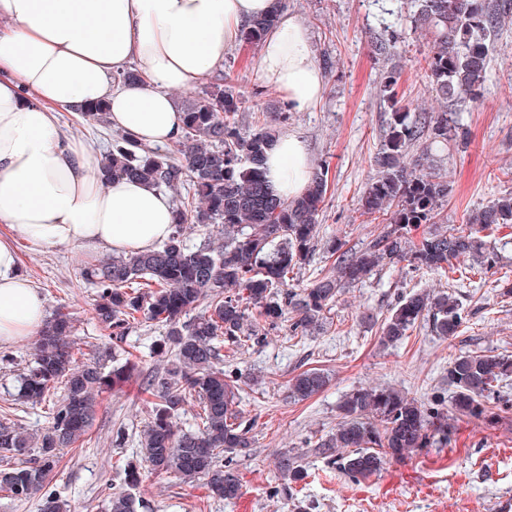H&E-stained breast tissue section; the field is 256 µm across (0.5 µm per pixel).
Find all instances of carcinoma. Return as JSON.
<instances>
[{"instance_id":"1","label":"carcinoma","mask_w":512,"mask_h":512,"mask_svg":"<svg viewBox=\"0 0 512 512\" xmlns=\"http://www.w3.org/2000/svg\"><path fill=\"white\" fill-rule=\"evenodd\" d=\"M414 22L431 31L434 42L427 64L436 96L450 105L474 102L488 68L486 39L501 22V9L490 0H415ZM284 0L250 21L241 41L257 46L277 22ZM399 74L384 81L394 112L385 144L374 156V182L361 199L363 213L382 214L386 226L360 253L332 247L336 274L323 275L297 293L289 289L306 264L319 233L328 179L312 173L305 192L288 201L266 178L264 157L275 134L266 124L245 132L236 115L245 101L217 84L183 110L182 134L171 148L149 147L123 134L107 150L106 174L143 181L159 190L185 182L190 188L176 204L177 223L162 243L143 252L112 256L81 269L82 279L97 290L94 307L99 325L123 341L140 317L164 329L157 352L166 366L151 376L150 419L139 435V456L123 470L122 486L109 493L108 512H138L145 502L134 494L144 473L174 474L197 481L212 497L232 501L241 493L237 459L251 456L252 428L238 410V376L224 371V343L243 349L291 314V332L303 334L326 319L341 289L363 282L378 268L402 261L418 269H454L468 258L489 261L483 241L471 233L438 227L420 238L411 231L441 221L438 203L450 184L407 149L424 135L438 142L452 139L448 113L421 112L415 118L398 107ZM182 155L179 160L176 155ZM469 224L491 230L512 224V194L471 213ZM187 224L214 226L219 236L196 247L184 238ZM206 311L189 319L201 303ZM432 321L443 339L458 336L463 321L459 303L443 291H416L398 297L381 326L380 340L394 345L421 320ZM75 319L60 306L44 321L30 359L19 376L17 400L51 404L48 425L27 433L14 420L0 418V493L12 499H40V512H70L68 501L52 487L61 453L88 435L103 394L116 381L139 374L137 362L107 368L105 352L77 358ZM512 377V355L462 353L448 363L453 388L452 413L441 404H425L391 387H357L339 405V421L318 439L315 451L343 475L364 480L391 462H404L424 448H444L456 417L494 420L507 404L503 382ZM328 376L307 369L287 384L288 397L303 401L321 391ZM64 394L55 398L58 386ZM189 413L191 429H177ZM279 483L272 494H293L306 478L303 456L282 454L275 463Z\"/></svg>"}]
</instances>
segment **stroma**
<instances>
[{"label": "stroma", "mask_w": 512, "mask_h": 512, "mask_svg": "<svg viewBox=\"0 0 512 512\" xmlns=\"http://www.w3.org/2000/svg\"><path fill=\"white\" fill-rule=\"evenodd\" d=\"M287 9L306 26L326 75L317 105L288 110L255 75L257 48L231 50L224 71L245 101L238 114L244 129H254L261 116L287 112L281 134L302 138L313 168L328 171L315 252L294 280V290L331 272L334 241L357 252L383 227L381 220L362 213L359 201L376 176L372 160L389 131L392 107L382 86L391 69L400 72L397 93L405 111L447 112L449 121L466 133L448 144L426 137L409 149L424 155L451 185L440 206L445 228L468 231L469 213L512 191V18L492 34L478 102L449 107L436 99L427 76L425 59L433 37L412 24L411 0H287ZM388 28L396 30L398 42L392 54H377L375 42ZM481 238L496 262L470 278L452 281L447 272L402 262L345 289L325 323L305 335L293 336L285 320L247 350L225 346L224 368L241 377L239 409L255 440L253 455L237 462L242 494L227 503L208 497L202 484H186L172 474L153 476L138 491L145 512H512V409L494 421H455L448 447L424 449L361 482L311 451L318 438L335 428L337 405L354 387L389 386L422 402L446 404L452 395L446 376L453 357L465 352L512 355V224L482 232ZM19 251L22 269L42 294L46 312L65 306L74 314V340L84 352L110 349L116 358L133 357L141 368L104 395L89 434L64 450L53 479L71 512H107L108 490L120 485L125 465L135 460L136 440L150 417L151 398L141 375L161 367L155 345L163 331L144 321L129 330L120 348H112L107 330L94 318L96 291L80 276L82 264L102 259V252L47 248L25 240ZM423 289L443 290L457 300L464 317L458 336L442 339L424 321L401 343L380 345L381 322L398 294ZM32 345L28 339L0 347V354L13 358L12 364H0V415L12 412L30 432L47 425L44 407L9 405L6 390L22 373ZM311 368L329 374V387L305 401L288 398L287 381ZM120 427L128 440L119 446L112 435ZM286 451L303 454L308 471L301 491L288 500L272 494L275 461Z\"/></svg>", "instance_id": "obj_1"}]
</instances>
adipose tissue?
<instances>
[{
    "label": "adipose tissue",
    "mask_w": 512,
    "mask_h": 512,
    "mask_svg": "<svg viewBox=\"0 0 512 512\" xmlns=\"http://www.w3.org/2000/svg\"><path fill=\"white\" fill-rule=\"evenodd\" d=\"M273 0H0V345L37 334L44 298L20 269L18 241L117 253L166 239L174 206L139 181L102 183L104 154L68 136L58 115L106 103L112 128L136 141L178 140L173 94L224 66L241 30ZM137 64L140 78L114 75ZM261 83L289 108L317 104L325 79L304 25L281 12L254 61ZM276 192L298 197L311 177L303 140L279 137L267 153Z\"/></svg>",
    "instance_id": "ef3b65f1"
}]
</instances>
